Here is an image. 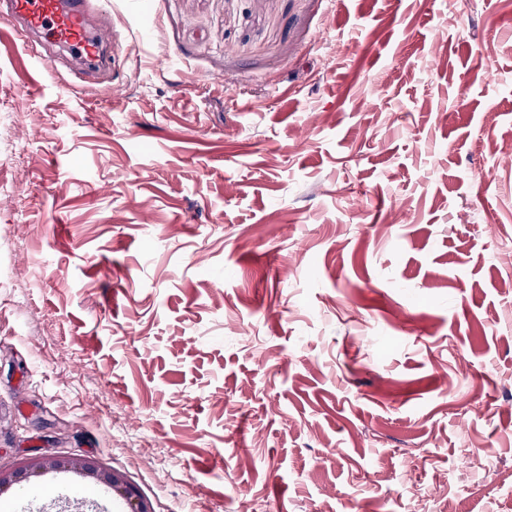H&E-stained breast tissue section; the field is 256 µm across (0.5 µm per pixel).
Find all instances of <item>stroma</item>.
<instances>
[{
  "label": "stroma",
  "instance_id": "obj_1",
  "mask_svg": "<svg viewBox=\"0 0 512 512\" xmlns=\"http://www.w3.org/2000/svg\"><path fill=\"white\" fill-rule=\"evenodd\" d=\"M98 16L0 12V512H512V0ZM12 18L21 28L25 46L33 58L48 64L46 56L38 54L27 41V34H35L48 45L69 49L92 66L108 62L105 47L111 43L109 32L95 27L91 0H2ZM34 471L41 470H57L64 468H73L91 474L93 477L101 478L105 483L112 486V490L118 491L123 499L129 506V512H150L147 505L138 498L135 489L123 482V479L118 474L112 472V474L99 473L89 463L74 460H61L52 458H41L37 459L32 463Z\"/></svg>",
  "mask_w": 512,
  "mask_h": 512
}]
</instances>
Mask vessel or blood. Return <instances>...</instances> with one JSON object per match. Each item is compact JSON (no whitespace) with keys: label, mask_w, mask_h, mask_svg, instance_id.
I'll list each match as a JSON object with an SVG mask.
<instances>
[{"label":"vessel or blood","mask_w":512,"mask_h":512,"mask_svg":"<svg viewBox=\"0 0 512 512\" xmlns=\"http://www.w3.org/2000/svg\"><path fill=\"white\" fill-rule=\"evenodd\" d=\"M22 34L37 35L48 45L69 49L92 66L108 62V32L96 28L92 0H5Z\"/></svg>","instance_id":"b4317fda"}]
</instances>
